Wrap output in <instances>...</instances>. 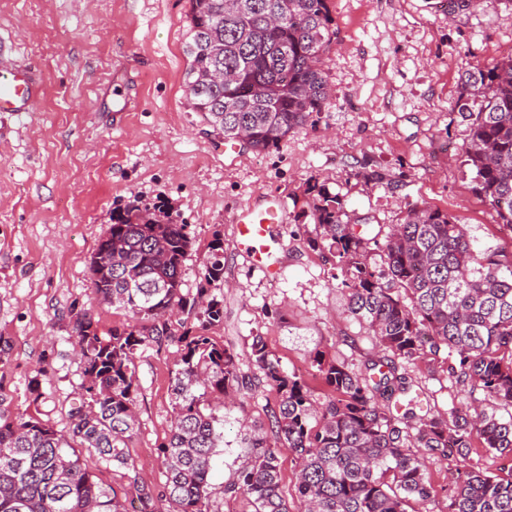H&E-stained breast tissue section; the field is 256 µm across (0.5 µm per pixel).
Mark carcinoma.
Listing matches in <instances>:
<instances>
[{
	"instance_id": "obj_1",
	"label": "carcinoma",
	"mask_w": 512,
	"mask_h": 512,
	"mask_svg": "<svg viewBox=\"0 0 512 512\" xmlns=\"http://www.w3.org/2000/svg\"><path fill=\"white\" fill-rule=\"evenodd\" d=\"M185 86L191 110L210 133L268 152L328 99L321 57L335 35L328 0H189ZM459 110L473 117L463 151L475 192L512 232V55L477 65L460 79ZM478 106V111L470 108ZM314 230L305 244L349 291V312L366 323L384 355L367 375L315 354L331 389L318 401L285 371L264 337L248 358L215 341L224 324V242L215 231L196 291H183L188 225L163 209L112 214L89 274L100 301L127 322L104 337L90 310L71 308L83 381L56 431L15 407L5 393L9 340L0 336V512H129L126 501L93 479L76 454L84 448L133 472L137 512H215L210 470L224 447V419L208 401L270 388L267 422L247 433V459L224 481V499L250 498L254 512H408L430 499L419 450L465 459L474 442L512 456V412L479 406L418 420L393 411L411 387L408 368L446 354L448 378L512 408V259L475 249L460 221L413 206L382 245V263L367 260L369 216H351L323 184L307 188ZM180 346L171 371L173 424L160 446L164 481L145 484L126 453L136 433L134 360L139 349ZM297 464L296 504L281 489L280 451ZM447 512H512V473L473 467L457 478Z\"/></svg>"
}]
</instances>
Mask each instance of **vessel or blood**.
Segmentation results:
<instances>
[{"label": "vessel or blood", "instance_id": "vessel-or-blood-1", "mask_svg": "<svg viewBox=\"0 0 512 512\" xmlns=\"http://www.w3.org/2000/svg\"><path fill=\"white\" fill-rule=\"evenodd\" d=\"M40 95V87L27 69L0 70V112L33 111ZM284 211L281 198L269 195L262 206L241 208L234 219L239 247L252 265L263 268L272 279L278 277L280 269L269 261L268 242L278 233Z\"/></svg>", "mask_w": 512, "mask_h": 512}]
</instances>
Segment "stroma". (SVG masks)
<instances>
[{
    "label": "stroma",
    "instance_id": "stroma-1",
    "mask_svg": "<svg viewBox=\"0 0 512 512\" xmlns=\"http://www.w3.org/2000/svg\"><path fill=\"white\" fill-rule=\"evenodd\" d=\"M336 35L322 57L329 97L276 149L225 154L192 112L184 84L188 0H0V64L42 78L34 111L0 113V335L12 364L6 392L20 410L62 431L82 382L68 341V312L91 309L100 334L126 320L101 304L89 260L113 212L155 204L187 225L183 290H196L214 230L224 235V323L209 334L248 354L264 337L282 367L316 396L328 389L315 351L363 371L374 338L348 311V292L328 275L299 227L309 183L339 194L349 214L398 223L427 205L467 225L477 249L512 255L473 189L462 147L470 122L458 109L464 72L512 52V6L448 18L439 0H329ZM378 171L381 181H366ZM276 194L286 224L274 247L278 280L243 256L232 218ZM178 347L136 353L139 428L129 454L143 480L160 484L159 447L172 425L170 377ZM417 414L446 413L465 394L437 362L411 369ZM38 394H31L32 380ZM269 392L224 409V446L212 460L215 512H252L220 488L242 463L241 423L264 421Z\"/></svg>",
    "mask_w": 512,
    "mask_h": 512
}]
</instances>
